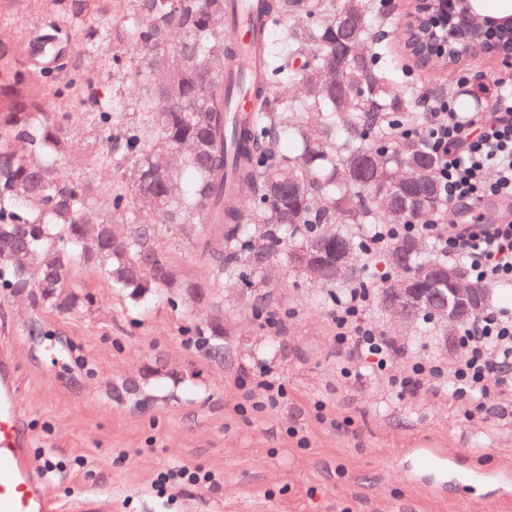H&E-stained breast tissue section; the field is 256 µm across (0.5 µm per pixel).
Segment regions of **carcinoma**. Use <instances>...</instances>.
I'll use <instances>...</instances> for the list:
<instances>
[{
	"label": "carcinoma",
	"instance_id": "carcinoma-1",
	"mask_svg": "<svg viewBox=\"0 0 512 512\" xmlns=\"http://www.w3.org/2000/svg\"><path fill=\"white\" fill-rule=\"evenodd\" d=\"M122 48L112 61L138 59L128 101L145 114L146 127L130 126L99 141L76 142L68 112H48L34 73L14 67L15 43L0 39V288L33 295L61 312L89 310L93 294L71 283L76 267L96 270L110 288L138 303L153 295H179L195 305L207 285L179 278L159 244L161 227L190 238L212 272L230 282L268 281L272 263L304 271V257L322 261L316 279L327 288L354 282L349 263L336 260L366 251L365 240L332 224L366 227L388 218L411 224L416 212H443L435 177L437 158L414 133L399 139L395 121L418 123L415 103L395 74L377 66L362 47L369 37L364 0H263L269 24L286 34L265 51L267 81L256 87L258 112L239 135L227 122L224 61L234 57L225 36L228 0H130ZM50 59L40 70L55 78L69 35L51 21L36 36ZM98 129L112 127V100L87 102ZM294 138L281 153L282 136ZM80 146L98 159L132 160L131 193H116L110 211L90 203L89 184L67 178L61 164ZM242 197L224 195L225 173ZM124 224L123 232L115 228ZM414 244L403 267L420 280L425 267L458 269L446 259L419 260L416 236L394 239L388 258ZM383 309L435 321L445 336L460 322L432 316L380 288ZM195 333L217 361L224 359V322L213 318Z\"/></svg>",
	"mask_w": 512,
	"mask_h": 512
}]
</instances>
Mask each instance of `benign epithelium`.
<instances>
[{
	"label": "benign epithelium",
	"mask_w": 512,
	"mask_h": 512,
	"mask_svg": "<svg viewBox=\"0 0 512 512\" xmlns=\"http://www.w3.org/2000/svg\"><path fill=\"white\" fill-rule=\"evenodd\" d=\"M409 24L423 43V51L415 55L419 64L428 57H444L455 42L474 37L503 62L512 63V13L486 15L479 0H414ZM444 276L455 280V287L448 289L432 314L463 321L476 306V289L454 271L431 273L434 279Z\"/></svg>",
	"instance_id": "7a95c632"
}]
</instances>
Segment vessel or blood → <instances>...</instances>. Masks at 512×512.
<instances>
[{"mask_svg": "<svg viewBox=\"0 0 512 512\" xmlns=\"http://www.w3.org/2000/svg\"><path fill=\"white\" fill-rule=\"evenodd\" d=\"M265 24L261 0H231L227 31L245 85L232 101L236 129L253 121L254 99L248 89L262 79L255 41ZM0 512H52L42 470L30 455V438L22 427L13 358L5 350L0 352Z\"/></svg>", "mask_w": 512, "mask_h": 512, "instance_id": "obj_1", "label": "vessel or blood"}]
</instances>
